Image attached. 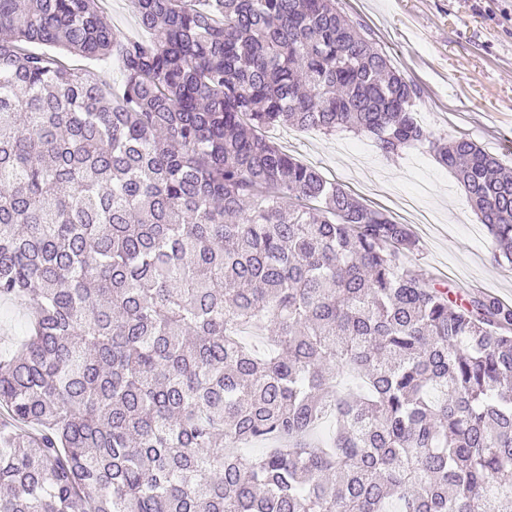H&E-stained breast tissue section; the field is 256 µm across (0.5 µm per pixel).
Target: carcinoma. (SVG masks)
<instances>
[{
	"instance_id": "1",
	"label": "carcinoma",
	"mask_w": 512,
	"mask_h": 512,
	"mask_svg": "<svg viewBox=\"0 0 512 512\" xmlns=\"http://www.w3.org/2000/svg\"><path fill=\"white\" fill-rule=\"evenodd\" d=\"M129 3L0 0V512H507L512 306L265 130L432 145L511 264L512 172L336 0ZM127 0H104L103 7L112 26L128 37L145 38L146 34L137 26L135 18L129 11ZM75 64L88 65L99 76V78L108 84L118 87L122 83V73L118 63L112 59H103L97 61L84 60L75 55H69ZM27 329V315L24 309L15 305H0V354L14 348Z\"/></svg>"
}]
</instances>
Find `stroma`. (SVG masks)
<instances>
[{"mask_svg":"<svg viewBox=\"0 0 512 512\" xmlns=\"http://www.w3.org/2000/svg\"><path fill=\"white\" fill-rule=\"evenodd\" d=\"M338 9L418 88L419 123L435 137H466L512 170V0H337ZM267 137L367 207L408 225L407 262L451 299L489 294L512 304V265L498 263L487 227L428 146L384 156L349 131L293 126Z\"/></svg>","mask_w":512,"mask_h":512,"instance_id":"obj_1","label":"stroma"}]
</instances>
